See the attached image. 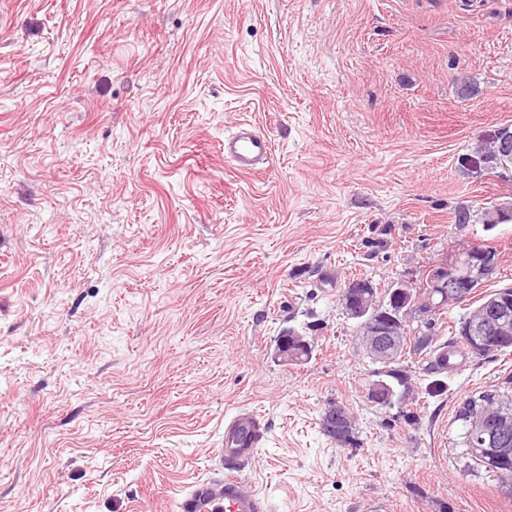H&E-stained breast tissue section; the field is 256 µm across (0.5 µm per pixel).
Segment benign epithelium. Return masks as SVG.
<instances>
[{
  "instance_id": "obj_1",
  "label": "benign epithelium",
  "mask_w": 512,
  "mask_h": 512,
  "mask_svg": "<svg viewBox=\"0 0 512 512\" xmlns=\"http://www.w3.org/2000/svg\"><path fill=\"white\" fill-rule=\"evenodd\" d=\"M496 155L502 170L499 175L507 180L512 175L507 161L512 159V129L496 130ZM498 267V256L486 250H475L467 256L453 260L437 261L419 271V275L396 283L391 300L384 301L374 292V284L368 278L350 279L345 282L342 293L345 314L350 319H359L366 324L362 339L368 355L375 363L385 367V376L390 377L396 369L399 354L407 352L408 337L402 335L405 319L418 315L428 321L440 310L450 309L471 298L484 283L492 279ZM512 298L502 295L492 299L482 318L463 326L461 335L468 337L470 352L483 357L499 347L503 339L512 340V313L508 304ZM310 352V345L302 336L282 340L276 347V358L282 363L303 360ZM367 399L377 405L393 402L392 385L384 379L373 381L366 389ZM329 422L336 417L344 419L343 432L336 435V443L345 447L353 439L352 423L347 410L339 405L330 410ZM469 434L477 437L481 447L471 452L497 464L512 463V422L504 419L490 427L486 419L475 413L470 416Z\"/></svg>"
}]
</instances>
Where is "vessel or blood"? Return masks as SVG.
<instances>
[{
	"label": "vessel or blood",
	"instance_id": "vessel-or-blood-1",
	"mask_svg": "<svg viewBox=\"0 0 512 512\" xmlns=\"http://www.w3.org/2000/svg\"><path fill=\"white\" fill-rule=\"evenodd\" d=\"M272 152L267 135L248 123L239 124L224 138V160L242 173L255 172ZM267 437L265 423L253 411L242 410L224 422L221 459L224 477L196 484L181 499L179 512H266L262 498L242 476Z\"/></svg>",
	"mask_w": 512,
	"mask_h": 512
}]
</instances>
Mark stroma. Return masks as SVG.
Returning a JSON list of instances; mask_svg holds the SVG:
<instances>
[{
	"mask_svg": "<svg viewBox=\"0 0 512 512\" xmlns=\"http://www.w3.org/2000/svg\"><path fill=\"white\" fill-rule=\"evenodd\" d=\"M244 120L255 175L224 160ZM511 124L512 0H0V512H176L243 409L268 512H512L456 419L512 350L428 398L407 354L377 406L340 304L462 242L500 257L483 293L512 286V223L453 221L512 197L457 164ZM272 142L249 123H241L224 136V160L241 173H253L270 156ZM285 335L293 336L299 335V333H297L294 328H288V330H286L282 336L278 337V341ZM288 336L277 345L275 352L276 358L280 362L286 364L304 361L305 358H303V354L306 353L307 355V353L310 352L311 347L309 343L304 339L303 336H294L290 338L289 342Z\"/></svg>",
	"mask_w": 512,
	"mask_h": 512,
	"instance_id": "obj_1",
	"label": "stroma"
}]
</instances>
